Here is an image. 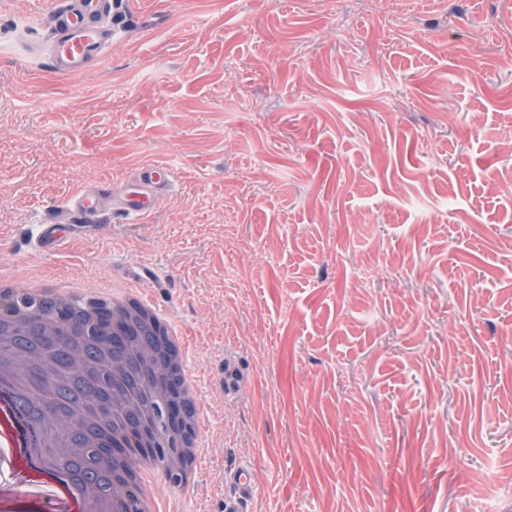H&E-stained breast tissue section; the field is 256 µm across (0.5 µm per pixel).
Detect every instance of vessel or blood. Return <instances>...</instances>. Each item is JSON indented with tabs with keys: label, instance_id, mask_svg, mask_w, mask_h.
<instances>
[{
	"label": "vessel or blood",
	"instance_id": "obj_1",
	"mask_svg": "<svg viewBox=\"0 0 512 512\" xmlns=\"http://www.w3.org/2000/svg\"><path fill=\"white\" fill-rule=\"evenodd\" d=\"M111 7L112 0H62L59 7L52 9L46 26L53 35L50 58L54 72L65 77H76L92 63L101 60L109 34L98 28L95 20L100 13ZM167 178L165 171L148 168L143 172L140 188L133 197L109 205L102 199L77 196L72 200L73 207L82 215L92 214L108 206L114 214L123 218L144 216L150 212L151 185ZM231 479L238 487L239 494L225 500L224 512H250L251 489L245 471H233Z\"/></svg>",
	"mask_w": 512,
	"mask_h": 512
}]
</instances>
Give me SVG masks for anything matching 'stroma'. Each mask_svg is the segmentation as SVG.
<instances>
[{
  "label": "stroma",
  "instance_id": "1",
  "mask_svg": "<svg viewBox=\"0 0 512 512\" xmlns=\"http://www.w3.org/2000/svg\"><path fill=\"white\" fill-rule=\"evenodd\" d=\"M53 6L0 0V261L191 331L184 512H512V0H119L75 78ZM168 174L160 169L146 168L140 179L141 189L133 192V197L119 203H112V211L119 217L144 216L150 210V187L168 179ZM233 483L239 488V495L233 499H225L224 512H250L249 502L251 489L247 485V475L244 470H232L230 473Z\"/></svg>",
  "mask_w": 512,
  "mask_h": 512
}]
</instances>
